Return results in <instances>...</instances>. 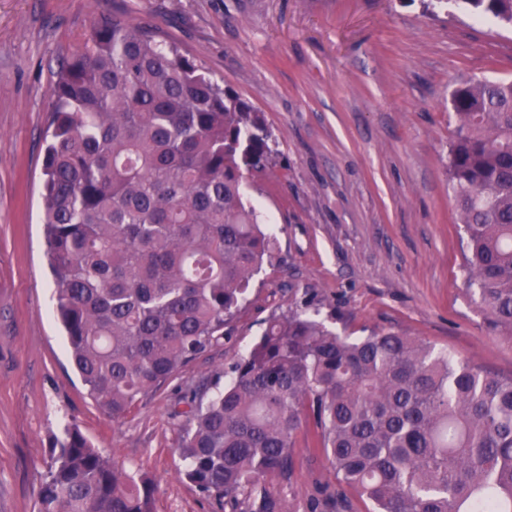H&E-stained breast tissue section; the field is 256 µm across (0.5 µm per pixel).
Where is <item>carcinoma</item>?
<instances>
[{"label": "carcinoma", "mask_w": 512, "mask_h": 512, "mask_svg": "<svg viewBox=\"0 0 512 512\" xmlns=\"http://www.w3.org/2000/svg\"><path fill=\"white\" fill-rule=\"evenodd\" d=\"M512 27V0H454ZM42 224L54 313L95 404L120 419L224 338L275 243L245 200L272 164L261 114L157 30L99 15L56 57ZM448 180L467 287L512 333V79L451 93ZM228 377L222 382V377ZM182 475L236 504L292 472L310 420L339 489L325 512H512V376L412 336L352 339L302 308L270 318L225 372L182 397ZM39 512H153L155 482L75 425L51 448Z\"/></svg>", "instance_id": "obj_1"}]
</instances>
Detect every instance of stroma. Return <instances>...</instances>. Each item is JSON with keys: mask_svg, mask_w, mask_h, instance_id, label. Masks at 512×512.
Wrapping results in <instances>:
<instances>
[{"mask_svg": "<svg viewBox=\"0 0 512 512\" xmlns=\"http://www.w3.org/2000/svg\"><path fill=\"white\" fill-rule=\"evenodd\" d=\"M102 13L158 27L278 142L244 195L274 225L280 262L253 277L218 345L116 422L88 396L50 313L40 222L53 57L82 51ZM475 76L512 79V31L426 13L420 0H0V512H37L68 424L154 479V512H248L181 477V398L296 306L352 337L392 331L512 375V335L493 331L465 288L448 184L450 95ZM336 485L305 428L292 475L258 491L288 512H320Z\"/></svg>", "mask_w": 512, "mask_h": 512, "instance_id": "stroma-1", "label": "stroma"}]
</instances>
